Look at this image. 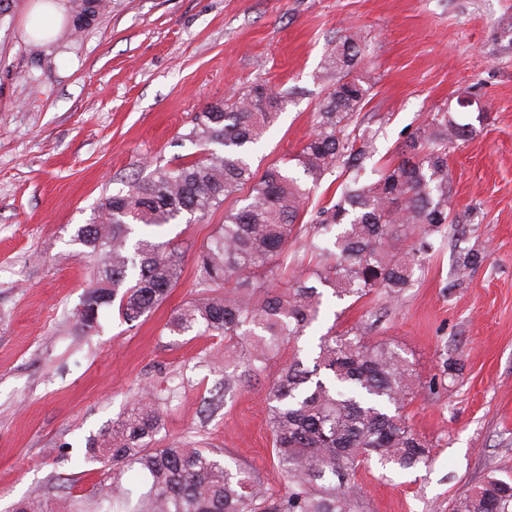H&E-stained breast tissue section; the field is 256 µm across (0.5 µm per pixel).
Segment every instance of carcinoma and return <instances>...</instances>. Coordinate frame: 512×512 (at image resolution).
I'll list each match as a JSON object with an SVG mask.
<instances>
[{"label": "carcinoma", "instance_id": "obj_1", "mask_svg": "<svg viewBox=\"0 0 512 512\" xmlns=\"http://www.w3.org/2000/svg\"><path fill=\"white\" fill-rule=\"evenodd\" d=\"M106 0H69L73 36L99 15ZM362 59L360 37L336 41L323 62L327 93L315 130L281 165L256 176L254 146L278 120L288 95L266 82L207 104L185 135L201 147L190 160L158 166L101 202L74 241L88 249L96 271L76 308L78 324L92 330L100 310L118 303L127 322L149 314L181 275L179 247L137 228L160 227L184 215L205 220L237 194L240 207L224 212L210 244L197 255L196 295L171 318L169 333L201 329L224 337V388L238 385L232 365L260 368L284 342L304 334L319 313L322 292L360 299L377 290L396 298L413 284L433 238L457 229L450 217L448 145L468 140L451 107L430 113L399 146V161L379 178L365 177L377 131L358 121L369 88L353 75ZM343 167L331 201L311 219L308 251L332 258L292 283L271 284L310 192L325 173ZM482 261L459 251L461 281ZM369 323L322 337L312 367L295 357L268 389L269 427L286 490L272 500L253 472L232 469L211 448L155 445L163 428L156 401L139 399L109 427L88 437L86 460L112 466L89 502L74 512H356L355 469L376 457L400 469L430 461L428 444L408 426L402 409L412 399L410 362L368 340ZM11 512H54L32 490ZM456 512H512V480L488 478L461 499Z\"/></svg>", "mask_w": 512, "mask_h": 512}]
</instances>
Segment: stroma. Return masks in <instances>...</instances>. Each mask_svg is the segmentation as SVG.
Instances as JSON below:
<instances>
[{
    "instance_id": "stroma-1",
    "label": "stroma",
    "mask_w": 512,
    "mask_h": 512,
    "mask_svg": "<svg viewBox=\"0 0 512 512\" xmlns=\"http://www.w3.org/2000/svg\"><path fill=\"white\" fill-rule=\"evenodd\" d=\"M34 2L13 0L0 22V512L34 486L56 512L91 494L100 470L74 465L87 437L142 389L170 386L159 446L221 451L278 497L267 388L293 357L311 360L320 337L364 320L371 341L411 364L403 413L431 460L360 464L361 512H454L487 476H512V0H107L74 43L26 36ZM350 27L364 39L355 73L369 89L359 119L378 132L367 177L397 164L428 112L464 94L480 101L456 114L472 138L448 150L460 237L436 236L399 298L340 300L324 289L305 335L230 393L223 337L167 329L194 296L195 256L223 209L157 228L183 259L151 313L128 322L107 306L95 330L78 329L92 274L72 241L78 226L123 182L198 154L185 138L195 115L253 82L286 91L288 106L252 167L294 154L326 94L315 78L322 57ZM461 247L484 260L457 286ZM438 375L442 386L429 391Z\"/></svg>"
}]
</instances>
